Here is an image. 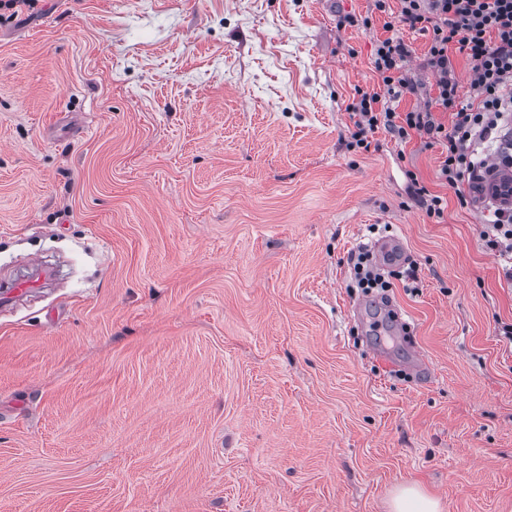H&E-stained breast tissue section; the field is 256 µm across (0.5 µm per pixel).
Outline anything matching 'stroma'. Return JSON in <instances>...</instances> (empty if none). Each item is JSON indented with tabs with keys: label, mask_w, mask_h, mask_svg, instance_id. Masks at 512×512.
<instances>
[{
	"label": "stroma",
	"mask_w": 512,
	"mask_h": 512,
	"mask_svg": "<svg viewBox=\"0 0 512 512\" xmlns=\"http://www.w3.org/2000/svg\"><path fill=\"white\" fill-rule=\"evenodd\" d=\"M370 28H339L345 15ZM372 0H35L0 9V512H512L506 262L438 176L446 147L351 145ZM447 200L428 217L406 171ZM396 235L416 338L372 330L353 250ZM385 345V369L371 349ZM391 512H441L438 498L421 484L406 482L395 488L391 497Z\"/></svg>",
	"instance_id": "35a3bbf8"
}]
</instances>
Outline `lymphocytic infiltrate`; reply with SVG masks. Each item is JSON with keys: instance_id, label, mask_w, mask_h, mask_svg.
<instances>
[{"instance_id": "obj_1", "label": "lymphocytic infiltrate", "mask_w": 512, "mask_h": 512, "mask_svg": "<svg viewBox=\"0 0 512 512\" xmlns=\"http://www.w3.org/2000/svg\"><path fill=\"white\" fill-rule=\"evenodd\" d=\"M382 14H396L410 30L429 35L430 46L423 67L436 76V103L451 113L444 126L430 109L400 112L395 103L418 83L402 40L386 38L374 44L373 65L377 88H356L347 110L354 117V146L368 149L367 136L383 130L399 142L419 135L444 141L446 155L439 176L458 189L476 167L500 153V133L512 118V0H373ZM460 45L471 62V85L476 101L462 100L459 82L448 55L449 45ZM467 206L465 194L457 196Z\"/></svg>"}]
</instances>
